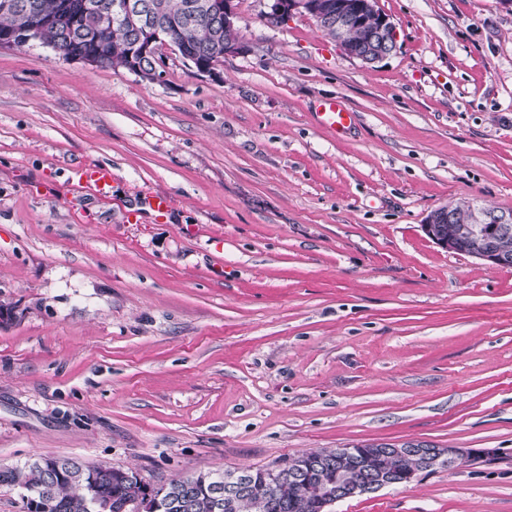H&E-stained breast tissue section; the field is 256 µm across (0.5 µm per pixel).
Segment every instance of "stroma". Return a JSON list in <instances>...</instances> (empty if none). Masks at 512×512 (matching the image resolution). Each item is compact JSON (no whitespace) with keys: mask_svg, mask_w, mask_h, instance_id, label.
<instances>
[{"mask_svg":"<svg viewBox=\"0 0 512 512\" xmlns=\"http://www.w3.org/2000/svg\"><path fill=\"white\" fill-rule=\"evenodd\" d=\"M234 4L248 49L217 80L170 50L146 82L0 47V467L157 488L420 441L495 455L334 512H512V268L422 229L450 202L512 210V6L378 0L396 48L367 64L307 13ZM335 97L342 137L315 117ZM83 163L110 196L72 190ZM318 123L336 134L349 130L355 123V112H351L339 98L322 100L315 112ZM70 180L75 189H87L107 197L112 190V169L106 165L77 166L72 170Z\"/></svg>","mask_w":512,"mask_h":512,"instance_id":"obj_1","label":"stroma"}]
</instances>
